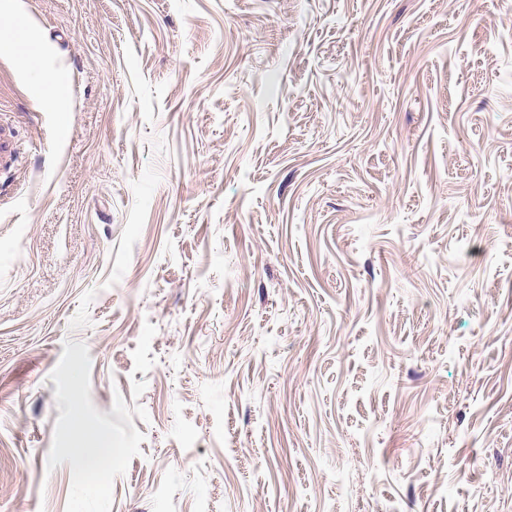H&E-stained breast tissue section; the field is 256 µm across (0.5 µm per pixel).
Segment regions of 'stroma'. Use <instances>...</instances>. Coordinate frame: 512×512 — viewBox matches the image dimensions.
<instances>
[{"label": "stroma", "instance_id": "35a3bbf8", "mask_svg": "<svg viewBox=\"0 0 512 512\" xmlns=\"http://www.w3.org/2000/svg\"><path fill=\"white\" fill-rule=\"evenodd\" d=\"M13 3L70 96L0 54V512H66L68 340L146 384L111 512H512L503 0ZM26 60L35 86L46 92L57 112L67 111V88L63 72L51 64L46 49L32 51Z\"/></svg>", "mask_w": 512, "mask_h": 512}]
</instances>
